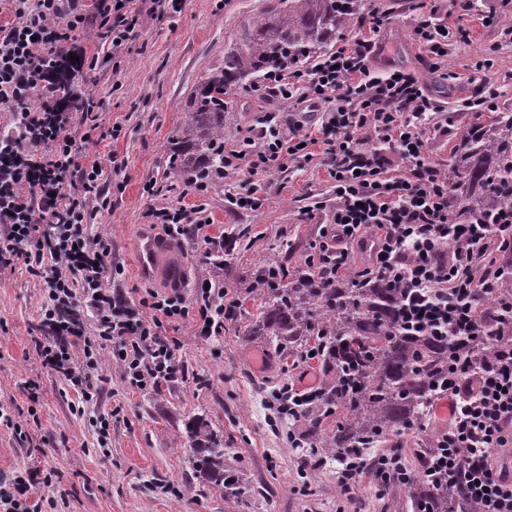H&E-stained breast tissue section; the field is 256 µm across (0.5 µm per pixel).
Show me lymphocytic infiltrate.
<instances>
[{"instance_id": "obj_1", "label": "lymphocytic infiltrate", "mask_w": 512, "mask_h": 512, "mask_svg": "<svg viewBox=\"0 0 512 512\" xmlns=\"http://www.w3.org/2000/svg\"><path fill=\"white\" fill-rule=\"evenodd\" d=\"M7 2L15 21L0 27V106L19 109L22 120L20 127L0 132V270L24 262L45 286L50 303L42 310V325L52 340L39 347L41 363L86 393V371L99 366L101 357L84 344V315L74 305L80 294L97 315L99 340L119 344L116 363L128 385L143 390L176 381L179 367L170 342L160 337L163 323L188 319L195 335L218 336L238 299L214 280L197 283L191 308L171 295L135 301L107 289L106 276H119L122 268L112 260L111 240L88 233L85 220L90 204L108 209L110 197L102 170L78 161L100 115L84 111L74 117L29 101L53 87L50 57H85L84 47L73 42L75 32L97 25V38L117 53L157 14L181 12L184 0H160L156 12L139 8L137 0H92L88 6L80 0ZM413 34L426 46L432 70L447 56L449 39L468 37L462 28L445 30L432 11L418 17ZM375 48V41L355 38L316 65L266 73L252 90L324 110L319 133L336 190L318 246L324 280L332 284L341 277L348 258L344 242L369 244L376 275L409 294L410 327L466 337L476 325L473 295L489 283L476 256L500 244L497 228L512 224V205L502 206L488 223L463 220L451 207L448 176L430 161L423 139L440 107L415 73H373ZM302 128L298 122L284 133L247 138L245 149L225 155L224 164L233 167L245 157L252 169L267 172L284 159L305 156ZM389 149L408 162L407 176L387 177ZM150 215L174 239L206 238L216 264L236 249L233 237H206V222L196 211L165 206ZM450 240L451 253H439ZM78 344L80 360L69 352ZM438 396L448 403V429L423 458L421 475L432 481L461 478L477 512H512V467L492 455L511 441L512 336L500 337L484 367L453 372ZM41 483L32 470L1 479L0 512H42L33 499Z\"/></svg>"}]
</instances>
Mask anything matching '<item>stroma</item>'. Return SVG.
<instances>
[{"label": "stroma", "instance_id": "stroma-1", "mask_svg": "<svg viewBox=\"0 0 512 512\" xmlns=\"http://www.w3.org/2000/svg\"><path fill=\"white\" fill-rule=\"evenodd\" d=\"M273 2L185 0L181 13L150 22L117 58L110 44L92 34L79 37L97 63L73 73L72 81L101 115V135L84 145L83 154L101 161L112 202L111 210L91 213L86 224L90 233L111 238L112 256L124 267L122 291L136 299L154 291L175 294L189 306L195 282L211 277L223 281L241 305L220 336L197 337L186 321L164 326L162 334L182 370L178 382L139 390L109 363L89 370L92 399L86 402L38 358L39 344L48 339L40 325L45 302L40 280L22 264L0 272V406L15 423L11 429L0 426V474L42 472L51 483L52 512H415L408 486L385 487L369 467L350 493L340 494L336 460L319 448L336 428L335 415L314 425L303 416H278L269 406L283 385L314 380L325 389L332 374L320 358L275 348L249 333L261 306L260 295L248 289L255 271L269 260L285 264L292 274L303 270L326 225L325 207L336 199L324 146L316 141L322 108L289 107L250 91L225 96V150L255 136L268 112L302 121L315 140L308 157L265 174L259 210H237L228 201L252 180L248 164L225 169L223 179L202 196L169 165L187 102L208 73L223 67L242 27ZM432 9L449 28L470 31L468 40L449 42L436 73L428 69L427 49L412 32L417 16ZM364 11L383 17L380 31L370 33L355 22L336 43L373 36L379 46L371 60L375 70L414 72L447 103V125L424 134L435 164L447 167L473 120L472 113L458 111L460 100L491 92L499 110H512V0H474L473 12L463 17L451 0H365ZM485 16L490 24H482ZM115 125L122 128L116 139L110 135ZM115 158L125 162L116 174ZM148 181L155 185L150 197L143 193ZM168 205L203 206L210 235L237 237L238 249L225 257L223 268H216L207 244L187 239L171 256L180 269L179 284L162 270L141 274L135 241L145 233L164 239L148 212ZM197 417L223 440L229 467L242 473L248 494L239 502L227 501L222 491L192 475L185 423ZM104 419L109 427L102 443L97 431ZM447 427V415L433 408L428 428L390 438L365 456L371 460L396 448L407 470L417 471L426 448Z\"/></svg>", "mask_w": 512, "mask_h": 512}]
</instances>
